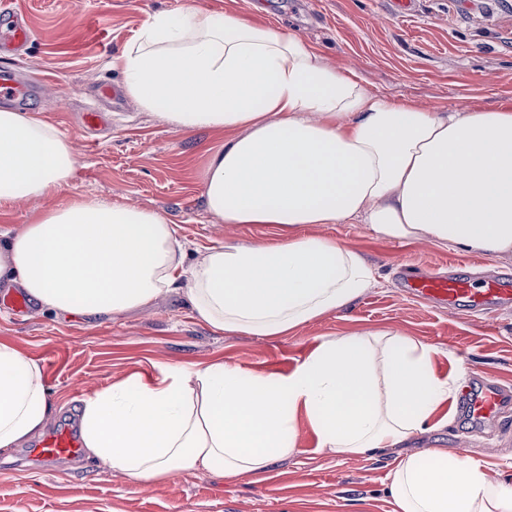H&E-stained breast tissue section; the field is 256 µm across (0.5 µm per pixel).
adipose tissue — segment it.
I'll return each instance as SVG.
<instances>
[{
  "label": "adipose tissue",
  "mask_w": 512,
  "mask_h": 512,
  "mask_svg": "<svg viewBox=\"0 0 512 512\" xmlns=\"http://www.w3.org/2000/svg\"><path fill=\"white\" fill-rule=\"evenodd\" d=\"M112 65L140 110L224 134L199 172L206 207L227 224L270 225L277 240L210 246L190 263L161 212L76 198L0 232V285L40 308L110 316L180 290L216 332L283 336L378 284L358 251L301 234L307 224L356 221L389 241L512 258V101L419 109L370 93L297 34L190 0L153 12ZM74 165L53 125L0 109V205L57 192ZM439 352L360 331L323 340L285 374L222 362L133 376L83 401L79 435L93 467L136 482L263 473L296 454L300 412L319 450L399 448L458 387L436 372ZM51 414L40 361L0 343V453ZM389 479L396 512H512V482L464 454L413 452Z\"/></svg>",
  "instance_id": "obj_1"
}]
</instances>
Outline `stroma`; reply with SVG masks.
Returning <instances> with one entry per match:
<instances>
[{
    "label": "stroma",
    "instance_id": "35a3bbf8",
    "mask_svg": "<svg viewBox=\"0 0 512 512\" xmlns=\"http://www.w3.org/2000/svg\"><path fill=\"white\" fill-rule=\"evenodd\" d=\"M35 37L15 68L43 78V94L26 110L74 143L77 161L68 186L48 199L0 207V231L26 223L35 211L76 196L164 213L177 226L188 257L224 242L269 243L263 224H223L206 208L198 178L215 137L174 129L159 115L125 101L110 137L89 144L71 123L108 84L122 90L111 65L149 15L184 0H17ZM211 12L255 17L306 39L328 61L354 69L374 94L437 112L491 109L512 100V0H415L399 19L391 0H194ZM304 233L336 239L360 252L379 284L341 311L285 336L218 334L196 318L184 294L161 295L122 316L58 319L30 304L12 314L0 288V342L44 367L55 406L53 426L77 425L81 400L131 375L157 377L170 367L226 362L257 372L287 373L322 340L364 330L397 331L447 349L439 374L512 387V315L475 316L437 309L397 288L399 264L473 272L484 266L512 276V259L477 251L387 241L362 224H308ZM447 423L419 436L412 450H462L490 479L512 480V409L479 430L449 399ZM297 452L264 474L235 481L184 472L140 485L85 459L43 463L28 447L0 454V512H394L387 477L396 451L335 455L319 450L305 417L296 420Z\"/></svg>",
    "mask_w": 512,
    "mask_h": 512
}]
</instances>
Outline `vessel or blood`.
Listing matches in <instances>:
<instances>
[{"label": "vessel or blood", "instance_id": "vessel-or-blood-1", "mask_svg": "<svg viewBox=\"0 0 512 512\" xmlns=\"http://www.w3.org/2000/svg\"><path fill=\"white\" fill-rule=\"evenodd\" d=\"M34 33L14 0H0V58L16 55L31 42ZM43 89L37 79L21 76L11 67L0 68V104L20 107L29 103ZM403 292L442 308H466L474 314L490 311H512V285L505 277H484L482 288H473L470 279L453 272L422 274L409 268L398 276ZM462 404L470 419L482 424L498 418L512 406V389L492 385L479 392L464 391ZM81 451L79 438L72 427L57 428L41 439L30 455L54 463L73 459Z\"/></svg>", "mask_w": 512, "mask_h": 512}]
</instances>
